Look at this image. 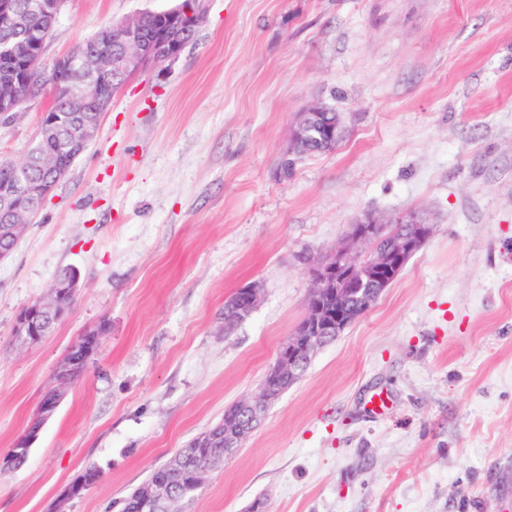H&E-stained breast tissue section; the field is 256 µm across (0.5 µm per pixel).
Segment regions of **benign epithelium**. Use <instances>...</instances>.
Returning a JSON list of instances; mask_svg holds the SVG:
<instances>
[{"mask_svg":"<svg viewBox=\"0 0 512 512\" xmlns=\"http://www.w3.org/2000/svg\"><path fill=\"white\" fill-rule=\"evenodd\" d=\"M64 0H39L43 25L29 24L17 0H0V33L10 38L0 42V54L7 57L13 68L0 76V115L13 117L19 108L42 97L47 91L61 105L53 112L44 111L39 134L54 138L60 144L57 154L49 157L34 147L28 163L48 171L45 181L20 178L0 185V261L8 258L30 223L34 210L22 204L23 199L43 201L69 173L63 156L80 155L96 135L100 120H73L75 112H94L98 117L108 111L115 92L114 79L126 78L148 66L172 62L179 58L187 37L203 24V5L190 0L166 11H142L121 21L104 26L96 35L101 45L114 39L123 42L121 51L112 56L91 51L80 57L69 53L48 65L44 51ZM24 94H19V88ZM345 129L336 113L324 106L312 105L300 113L290 137L291 148L308 150L323 148L331 151L344 138ZM404 224L402 233L390 232V225ZM434 225L419 213L408 211L390 220L371 213L350 225L344 241L328 256L310 269L311 287L306 300L304 321L287 337L277 352L269 373L290 381L296 379L310 358L357 319L356 306L375 300L402 272L409 259L429 240ZM364 246L366 250L358 251ZM78 276L73 270L60 274L54 281L50 299L38 301L34 307H24L16 320L15 336L32 343L46 335V321L59 322L69 311V300L77 294ZM245 299H235L229 307L232 317L224 323L230 333L234 323L244 321L256 307L259 288L252 284L243 288ZM66 391L59 386L51 391L44 404L41 421L50 418ZM282 394V390L261 386L260 393L237 403V414L224 419V454L240 447L247 435L260 423L267 407ZM40 427H28L15 441L17 454L28 453ZM144 505L159 512H181V497L171 485L155 481L143 489Z\"/></svg>","mask_w":512,"mask_h":512,"instance_id":"obj_1","label":"benign epithelium"}]
</instances>
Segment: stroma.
Returning a JSON list of instances; mask_svg holds the SVG:
<instances>
[{"label":"stroma","mask_w":512,"mask_h":512,"mask_svg":"<svg viewBox=\"0 0 512 512\" xmlns=\"http://www.w3.org/2000/svg\"><path fill=\"white\" fill-rule=\"evenodd\" d=\"M177 0H67L53 61ZM194 42L130 76L98 133L0 262V459L55 371L107 323L0 512H118L150 470L258 394L305 315L309 269L367 212L434 233L323 347L184 512H512V0H205ZM319 103L347 129L289 152ZM49 98L0 124L21 160ZM79 276L33 344L20 310ZM260 298L233 333L224 300ZM383 399V411L372 409Z\"/></svg>","instance_id":"35a3bbf8"}]
</instances>
